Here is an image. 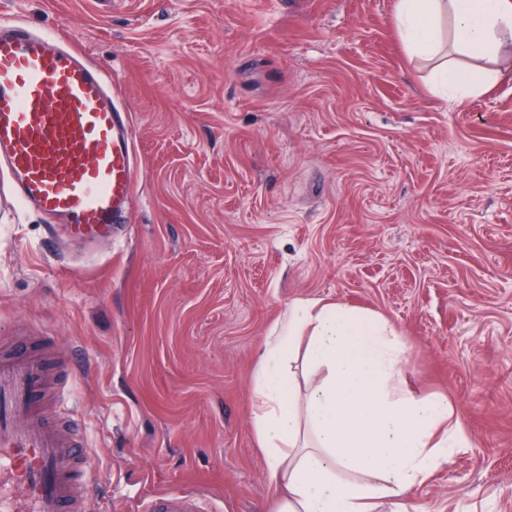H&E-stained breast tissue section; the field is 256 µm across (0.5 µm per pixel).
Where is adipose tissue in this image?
<instances>
[{"mask_svg":"<svg viewBox=\"0 0 512 512\" xmlns=\"http://www.w3.org/2000/svg\"><path fill=\"white\" fill-rule=\"evenodd\" d=\"M404 43L432 65L450 100L480 94L473 59L512 56V0H396ZM254 369L251 418L275 512H381L464 446L448 396L400 383L405 359L381 317L339 302L298 301L276 323ZM316 374L298 390L293 365Z\"/></svg>","mask_w":512,"mask_h":512,"instance_id":"ef3b65f1","label":"adipose tissue"}]
</instances>
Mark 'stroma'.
<instances>
[{
	"instance_id": "1",
	"label": "stroma",
	"mask_w": 512,
	"mask_h": 512,
	"mask_svg": "<svg viewBox=\"0 0 512 512\" xmlns=\"http://www.w3.org/2000/svg\"><path fill=\"white\" fill-rule=\"evenodd\" d=\"M396 0H0L102 67L134 128L124 231L54 243L0 171V337L87 363L62 401L106 494L171 487L272 512L256 357L300 300L382 316L401 380L467 442L414 512H512V59L460 103L401 42Z\"/></svg>"
}]
</instances>
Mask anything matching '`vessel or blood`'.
I'll list each match as a JSON object with an SVG mask.
<instances>
[{"label":"vessel or blood","mask_w":512,"mask_h":512,"mask_svg":"<svg viewBox=\"0 0 512 512\" xmlns=\"http://www.w3.org/2000/svg\"><path fill=\"white\" fill-rule=\"evenodd\" d=\"M0 167L60 243L109 239L136 197L132 129L105 71L52 34L0 13ZM42 362L0 361V512H92L94 467L44 410ZM188 488L144 512H204Z\"/></svg>","instance_id":"obj_1"}]
</instances>
